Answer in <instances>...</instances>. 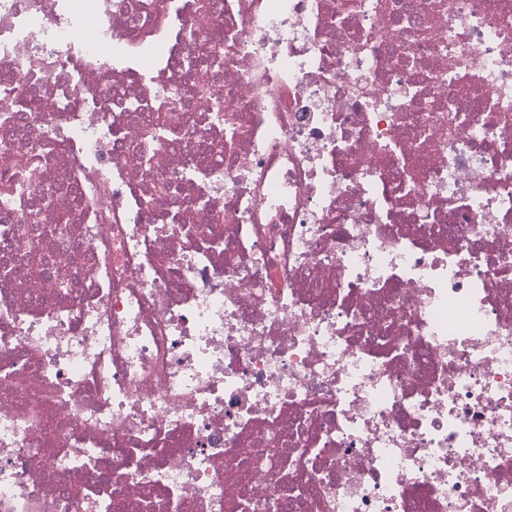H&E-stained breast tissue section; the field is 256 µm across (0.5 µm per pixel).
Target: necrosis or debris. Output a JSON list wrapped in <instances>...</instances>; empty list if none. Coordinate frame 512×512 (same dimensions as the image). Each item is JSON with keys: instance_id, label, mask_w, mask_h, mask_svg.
Returning <instances> with one entry per match:
<instances>
[{"instance_id": "1", "label": "necrosis or debris", "mask_w": 512, "mask_h": 512, "mask_svg": "<svg viewBox=\"0 0 512 512\" xmlns=\"http://www.w3.org/2000/svg\"><path fill=\"white\" fill-rule=\"evenodd\" d=\"M489 17L0 0V512H512Z\"/></svg>"}]
</instances>
